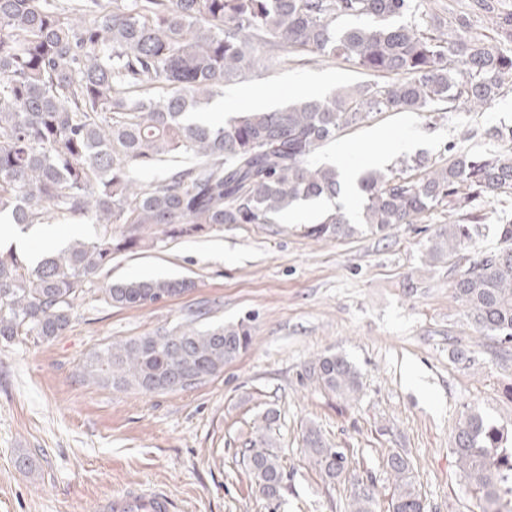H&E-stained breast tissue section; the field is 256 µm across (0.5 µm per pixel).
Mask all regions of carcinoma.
Segmentation results:
<instances>
[{
	"mask_svg": "<svg viewBox=\"0 0 512 512\" xmlns=\"http://www.w3.org/2000/svg\"><path fill=\"white\" fill-rule=\"evenodd\" d=\"M424 0H0V220L29 227L77 218L103 227L90 239L54 249L37 264L0 251V339L49 340L71 322L85 284L114 255L160 237L200 236L226 224H274L299 200L341 193L331 164L311 162L343 131L382 112H446L456 101L491 103L512 85V11L499 0H429L448 10L443 29ZM491 14L509 43L472 34L474 16ZM343 60L371 80L325 97H306L274 112L242 109L222 125L195 119L194 99L210 97L249 72L295 59ZM184 156L187 166L146 185L133 172ZM512 191V147L456 151L418 178L368 171L359 178L362 207L353 224L334 205L308 229L314 239L380 234L415 224L447 200L459 216L424 243L430 264L449 260L481 234L482 198ZM120 225L117 234L112 225ZM499 247L477 253L451 282L453 298L481 336L512 343V218L496 224ZM184 279L105 283L115 307L143 308L186 292ZM252 344L248 324L195 320L91 350L85 381L144 394L184 390L224 370ZM304 377L339 398L359 393L361 375L342 354L316 357ZM263 416L242 451L254 490L267 501L283 490V467ZM303 447L330 481L351 484L350 512H381L373 484L357 476L346 449L306 428ZM512 437L476 405L464 406L452 454L480 512H512ZM388 512H426L414 465L392 448Z\"/></svg>",
	"mask_w": 512,
	"mask_h": 512,
	"instance_id": "1",
	"label": "carcinoma"
}]
</instances>
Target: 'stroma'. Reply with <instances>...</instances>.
Segmentation results:
<instances>
[{
  "label": "stroma",
  "mask_w": 512,
  "mask_h": 512,
  "mask_svg": "<svg viewBox=\"0 0 512 512\" xmlns=\"http://www.w3.org/2000/svg\"><path fill=\"white\" fill-rule=\"evenodd\" d=\"M357 66L306 56L225 86L198 105L209 115L243 108L271 110L294 96H326L367 81ZM512 129V86L483 108L385 112L338 135L313 156L343 169L375 166L405 175L400 162L432 165L450 149L495 152L506 141L488 129ZM406 131L412 144L391 148L385 135ZM349 154L339 158L337 146ZM456 217L438 206L416 224L344 240H315L302 224H228L205 235L166 239L115 256L88 283L69 327L41 340H0V512H95L97 499L138 484L167 492L173 512H348L347 483L323 477L302 449L306 425L349 451L356 473L388 500L391 448L412 458L417 489L429 512H479L450 452L464 405L512 429V354L479 336L450 284L458 262L428 264L423 243ZM92 224L55 219L31 226L28 246H64L91 237ZM185 278V294L144 308L106 302L104 283L131 278ZM201 311L200 325L248 323L252 345L223 372L168 394L116 391L82 380L79 367L97 344L142 336ZM474 350L459 363L456 346ZM336 352L359 370L358 398L342 399L304 379L316 356ZM285 451L280 504L250 488L242 450L266 409ZM28 466H21V459Z\"/></svg>",
  "instance_id": "obj_1"
}]
</instances>
